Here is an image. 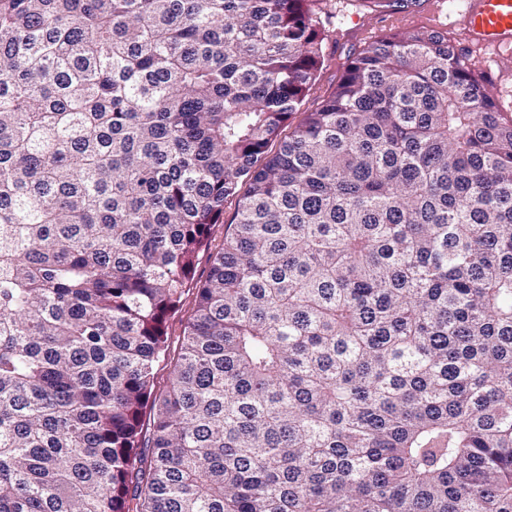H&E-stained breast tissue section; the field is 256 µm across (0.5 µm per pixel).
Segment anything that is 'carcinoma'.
<instances>
[{"label": "carcinoma", "instance_id": "obj_1", "mask_svg": "<svg viewBox=\"0 0 512 512\" xmlns=\"http://www.w3.org/2000/svg\"><path fill=\"white\" fill-rule=\"evenodd\" d=\"M310 2L0 0V512H512V118L418 32L269 151ZM195 290L190 288V290H186L185 295L183 296L182 306L178 311L172 313L168 318V326L170 336L172 337V341H176V338L180 335L186 319L191 311V308L194 303V294Z\"/></svg>", "mask_w": 512, "mask_h": 512}]
</instances>
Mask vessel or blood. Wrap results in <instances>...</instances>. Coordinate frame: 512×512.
Here are the masks:
<instances>
[{
    "label": "vessel or blood",
    "instance_id": "obj_1",
    "mask_svg": "<svg viewBox=\"0 0 512 512\" xmlns=\"http://www.w3.org/2000/svg\"><path fill=\"white\" fill-rule=\"evenodd\" d=\"M456 28L460 42L493 51L504 62L512 48V0H463Z\"/></svg>",
    "mask_w": 512,
    "mask_h": 512
}]
</instances>
